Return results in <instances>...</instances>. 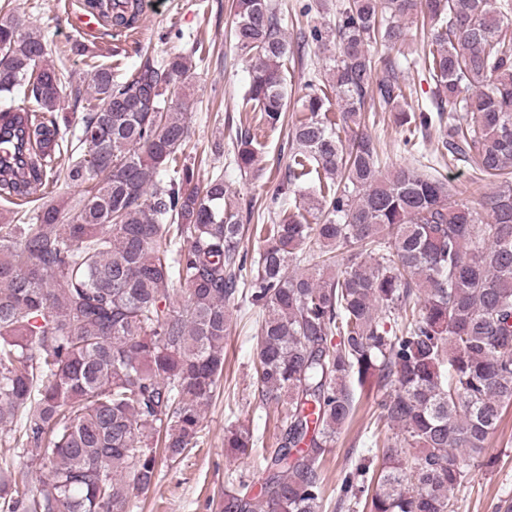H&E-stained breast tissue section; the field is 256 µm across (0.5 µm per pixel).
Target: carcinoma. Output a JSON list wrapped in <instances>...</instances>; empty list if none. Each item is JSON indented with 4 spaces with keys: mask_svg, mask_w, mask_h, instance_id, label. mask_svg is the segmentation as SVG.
I'll return each instance as SVG.
<instances>
[{
    "mask_svg": "<svg viewBox=\"0 0 512 512\" xmlns=\"http://www.w3.org/2000/svg\"><path fill=\"white\" fill-rule=\"evenodd\" d=\"M137 13L138 0H112V38ZM418 18L431 24L426 46L406 63L435 91L409 114L397 60L375 46L402 53L405 22ZM230 37L255 59L246 100L274 128L288 43L273 0H235ZM313 39L336 48L338 112L306 84L272 200L314 172L307 210L324 219L282 211L262 225L249 277L224 174L202 185L184 158L187 56L146 53L123 73L94 65V104L61 116L44 33L0 15V99L21 101L0 110V201L24 203L60 175L84 187L74 207L49 200L31 224L0 215V512H130L158 479V444L173 462L196 445L239 295L266 312L256 388L280 408L278 447L262 455L257 491H224L223 512H319L321 461L356 394L372 389L377 421L403 439L367 433L370 461L344 477L337 508L458 512L465 462L512 405V0H347ZM369 101L420 131L448 112V161L501 181L486 215L435 174L382 172L362 121ZM75 130L85 151L73 158ZM255 161L242 129L236 166ZM258 441L243 425L224 430L235 455ZM33 464L44 472L35 486Z\"/></svg>",
    "mask_w": 512,
    "mask_h": 512,
    "instance_id": "carcinoma-1",
    "label": "carcinoma"
}]
</instances>
